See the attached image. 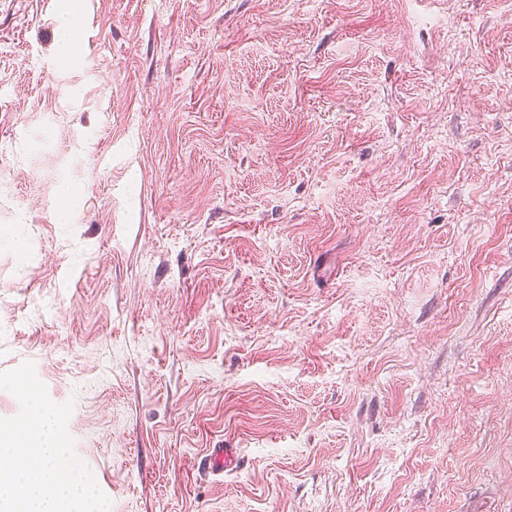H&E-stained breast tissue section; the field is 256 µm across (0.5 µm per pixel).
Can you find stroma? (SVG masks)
I'll list each match as a JSON object with an SVG mask.
<instances>
[{"label": "stroma", "mask_w": 512, "mask_h": 512, "mask_svg": "<svg viewBox=\"0 0 512 512\" xmlns=\"http://www.w3.org/2000/svg\"><path fill=\"white\" fill-rule=\"evenodd\" d=\"M26 362L109 512H512V0H0ZM237 450L236 448H211L200 461V467L212 473H223L224 470L234 469L238 466Z\"/></svg>", "instance_id": "stroma-1"}]
</instances>
